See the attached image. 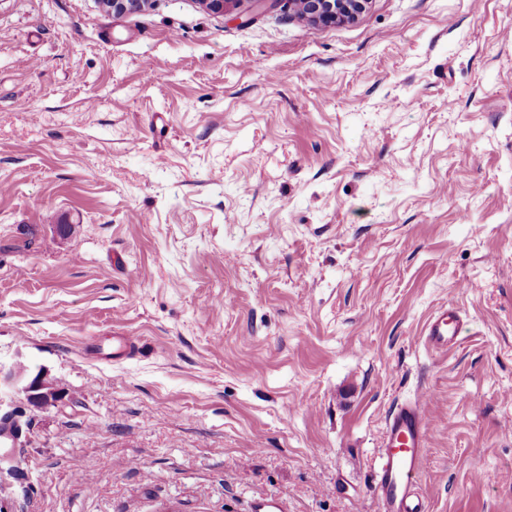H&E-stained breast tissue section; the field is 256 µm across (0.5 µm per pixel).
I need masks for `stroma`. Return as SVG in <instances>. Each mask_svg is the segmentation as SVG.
<instances>
[{"label":"stroma","instance_id":"35a3bbf8","mask_svg":"<svg viewBox=\"0 0 512 512\" xmlns=\"http://www.w3.org/2000/svg\"><path fill=\"white\" fill-rule=\"evenodd\" d=\"M15 369L8 512H378L423 392L430 512H512V0H0ZM38 374L60 399L29 405ZM297 5L299 15L318 23H336L354 19L369 0H289ZM464 323L461 311L448 302L427 319L422 332L423 342L433 349L448 351L458 343Z\"/></svg>","mask_w":512,"mask_h":512}]
</instances>
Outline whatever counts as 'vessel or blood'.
Returning a JSON list of instances; mask_svg holds the SVG:
<instances>
[{
    "instance_id": "b4317fda",
    "label": "vessel or blood",
    "mask_w": 512,
    "mask_h": 512,
    "mask_svg": "<svg viewBox=\"0 0 512 512\" xmlns=\"http://www.w3.org/2000/svg\"><path fill=\"white\" fill-rule=\"evenodd\" d=\"M464 323L461 311L454 304H445L427 319L423 342L437 350H448L457 344ZM427 440L423 399L399 404L388 414L373 483L379 512H428L424 498L415 488V476Z\"/></svg>"
}]
</instances>
